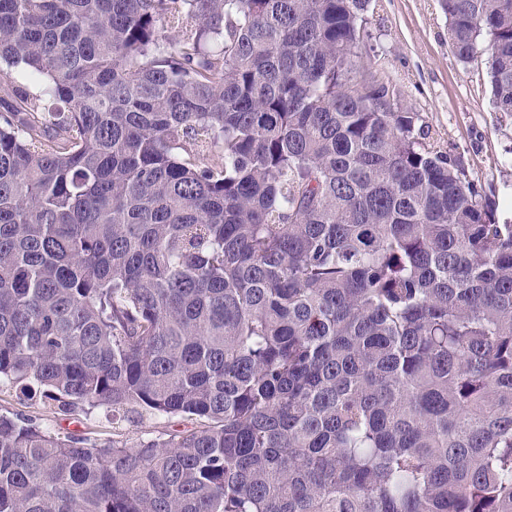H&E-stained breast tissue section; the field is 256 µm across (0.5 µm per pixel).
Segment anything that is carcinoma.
I'll list each match as a JSON object with an SVG mask.
<instances>
[{"mask_svg":"<svg viewBox=\"0 0 512 512\" xmlns=\"http://www.w3.org/2000/svg\"><path fill=\"white\" fill-rule=\"evenodd\" d=\"M371 2L0 0V386L195 421L1 414L0 512H512V224L349 86ZM17 413L35 419L41 426L61 437L79 434L97 442L114 438L124 441L128 446L136 445L147 438H166L193 426L191 421L179 416L165 419L145 415L122 417L112 423V412H107L105 408L92 409L87 414L81 411L63 414L39 398L27 399L15 388L0 387V414Z\"/></svg>","mask_w":512,"mask_h":512,"instance_id":"obj_1","label":"carcinoma"}]
</instances>
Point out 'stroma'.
Wrapping results in <instances>:
<instances>
[{"label":"stroma","instance_id":"stroma-1","mask_svg":"<svg viewBox=\"0 0 512 512\" xmlns=\"http://www.w3.org/2000/svg\"><path fill=\"white\" fill-rule=\"evenodd\" d=\"M370 38L354 49L355 80L389 83L395 100L419 116L422 142L448 154L496 204L499 223L512 224V113L490 99L487 55L460 62L448 39L439 0H372ZM22 414L59 436L79 434L133 446L190 425L172 416L113 419L106 409L63 414L42 400L0 387V414Z\"/></svg>","mask_w":512,"mask_h":512}]
</instances>
